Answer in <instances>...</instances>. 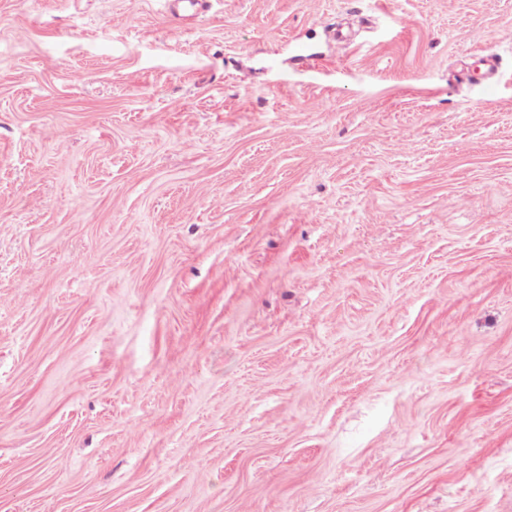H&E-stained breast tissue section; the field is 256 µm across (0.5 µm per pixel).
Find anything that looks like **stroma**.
I'll use <instances>...</instances> for the list:
<instances>
[{
	"mask_svg": "<svg viewBox=\"0 0 512 512\" xmlns=\"http://www.w3.org/2000/svg\"><path fill=\"white\" fill-rule=\"evenodd\" d=\"M510 24L0 0V512H512Z\"/></svg>",
	"mask_w": 512,
	"mask_h": 512,
	"instance_id": "35a3bbf8",
	"label": "stroma"
}]
</instances>
